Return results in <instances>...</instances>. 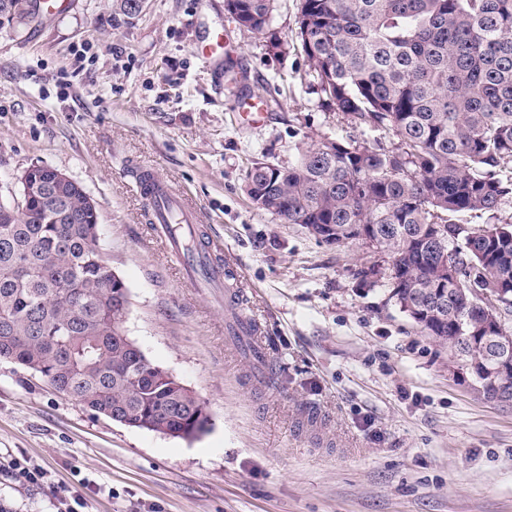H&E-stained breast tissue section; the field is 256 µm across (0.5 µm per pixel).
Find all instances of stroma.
I'll list each match as a JSON object with an SVG mask.
<instances>
[{
  "mask_svg": "<svg viewBox=\"0 0 512 512\" xmlns=\"http://www.w3.org/2000/svg\"><path fill=\"white\" fill-rule=\"evenodd\" d=\"M298 0H273L269 36L224 0H147L140 16L75 0L0 34V201L31 165L79 182L108 264L129 290L127 334L205 402L210 429L184 439L95 414L39 374L0 360V500L56 512H512V405L492 403L359 271L387 267L361 242H321L255 208L262 160L294 162L331 138L397 143L319 107L296 46ZM281 42L268 47L269 37ZM222 38L224 61L197 49ZM264 117L243 120L245 99ZM153 167L199 212L240 278L267 359L224 332V291L195 288L146 219L131 174ZM34 461L44 482H20Z\"/></svg>",
  "mask_w": 512,
  "mask_h": 512,
  "instance_id": "stroma-1",
  "label": "stroma"
}]
</instances>
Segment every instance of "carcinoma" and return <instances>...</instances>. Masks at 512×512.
<instances>
[{
  "label": "carcinoma",
  "instance_id": "obj_1",
  "mask_svg": "<svg viewBox=\"0 0 512 512\" xmlns=\"http://www.w3.org/2000/svg\"><path fill=\"white\" fill-rule=\"evenodd\" d=\"M273 0H225L239 27L267 33ZM0 31L40 22L37 0H0ZM296 41L322 104L398 139L392 149L324 139L295 162L253 164L244 191L260 210L341 246L372 227L395 276L389 298L436 344L481 374L492 360L478 302L506 332L498 283L512 284V223L470 226L512 195V0H299ZM34 170L29 205L0 203V359L40 374L58 393L139 428L172 436L208 429L203 402L130 345L98 215L84 188ZM440 238L456 278L436 294L429 241ZM471 336L462 345L459 337Z\"/></svg>",
  "mask_w": 512,
  "mask_h": 512
}]
</instances>
